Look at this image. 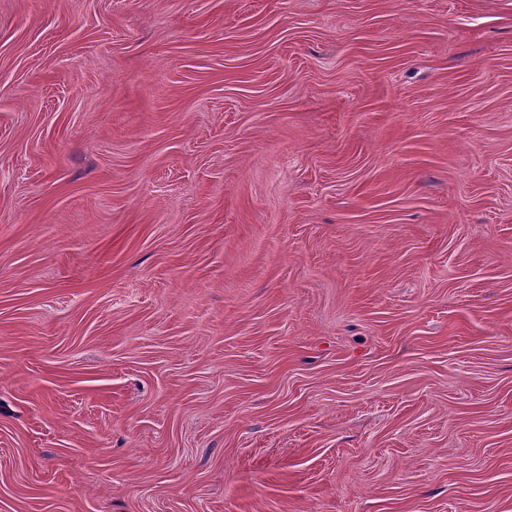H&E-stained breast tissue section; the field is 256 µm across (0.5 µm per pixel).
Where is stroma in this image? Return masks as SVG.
Segmentation results:
<instances>
[{
  "instance_id": "obj_1",
  "label": "stroma",
  "mask_w": 512,
  "mask_h": 512,
  "mask_svg": "<svg viewBox=\"0 0 512 512\" xmlns=\"http://www.w3.org/2000/svg\"><path fill=\"white\" fill-rule=\"evenodd\" d=\"M0 512H512V0H0Z\"/></svg>"
}]
</instances>
